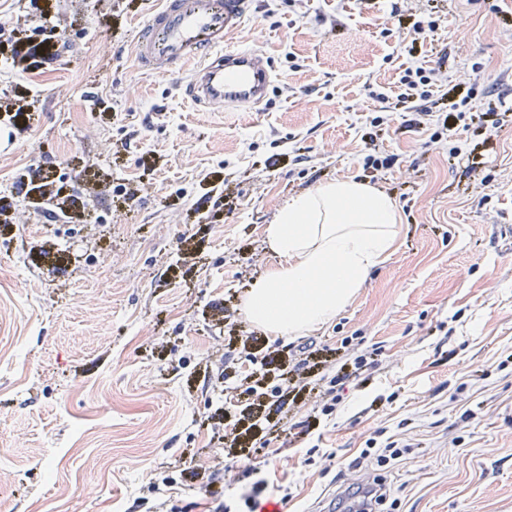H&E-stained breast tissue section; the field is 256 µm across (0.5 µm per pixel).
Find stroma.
Segmentation results:
<instances>
[{
	"label": "stroma",
	"mask_w": 512,
	"mask_h": 512,
	"mask_svg": "<svg viewBox=\"0 0 512 512\" xmlns=\"http://www.w3.org/2000/svg\"><path fill=\"white\" fill-rule=\"evenodd\" d=\"M161 2L50 0L48 57L36 10L0 0L31 50L0 62V102L31 115L0 119V512H314L371 478L377 512H512V122L417 126L378 100L420 67L466 81L473 110L512 108V0H254L224 47L263 45L278 73L257 112L194 106L137 67ZM400 12L436 24L411 55ZM452 151L480 154V176ZM384 157L376 189L410 182L394 254L322 329L253 325L241 299L277 263V209ZM46 180L76 223L34 204ZM306 349L334 360L313 378L325 395L271 412L280 437L225 404L251 361L272 356L268 392ZM361 359L369 384H337ZM245 427L248 468L217 446ZM372 439L406 451L354 468Z\"/></svg>",
	"instance_id": "stroma-1"
}]
</instances>
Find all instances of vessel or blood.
Wrapping results in <instances>:
<instances>
[{"label": "vessel or blood", "mask_w": 512, "mask_h": 512, "mask_svg": "<svg viewBox=\"0 0 512 512\" xmlns=\"http://www.w3.org/2000/svg\"><path fill=\"white\" fill-rule=\"evenodd\" d=\"M246 13L244 0H163L137 35V63L148 73L173 75L197 61L186 88L195 104L261 109L278 78L262 47L224 48L225 30Z\"/></svg>", "instance_id": "vessel-or-blood-1"}]
</instances>
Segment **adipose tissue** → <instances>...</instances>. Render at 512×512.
<instances>
[{"instance_id":"obj_1","label":"adipose tissue","mask_w":512,"mask_h":512,"mask_svg":"<svg viewBox=\"0 0 512 512\" xmlns=\"http://www.w3.org/2000/svg\"><path fill=\"white\" fill-rule=\"evenodd\" d=\"M396 202L359 181H331L292 198L267 225L278 264L249 287L243 311L292 338L332 323L371 270L394 251Z\"/></svg>"}]
</instances>
